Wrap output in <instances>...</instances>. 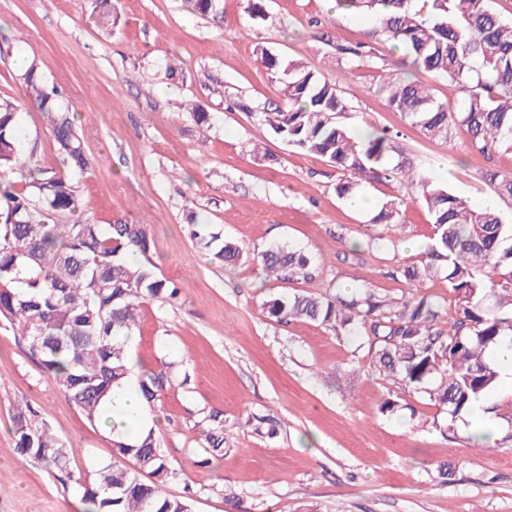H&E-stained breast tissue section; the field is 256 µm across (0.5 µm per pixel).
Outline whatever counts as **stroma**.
<instances>
[{"label":"stroma","instance_id":"obj_1","mask_svg":"<svg viewBox=\"0 0 512 512\" xmlns=\"http://www.w3.org/2000/svg\"><path fill=\"white\" fill-rule=\"evenodd\" d=\"M219 0L212 18L184 0H113L114 27H99L91 0H0V99L19 104L17 128L38 165L64 171L47 121L25 102L15 54L76 113L87 168L75 178L85 207L57 222L147 225L158 274L176 280V302L143 307L130 348L137 365L186 360L184 376L148 410L158 447L176 476L167 491L193 512H512V387L484 398L496 426L493 448L475 444L469 418L449 424L426 395L372 371L358 337L329 326L276 322L265 301L295 290L319 295L335 284L390 299L410 284L397 263L423 259L431 226L406 184L365 183V208L336 194L339 172L271 133L265 116L283 106L281 84L258 61L261 49L300 60L339 85L347 123L395 133L391 162L410 163L471 206L512 224V198L497 195L486 169L512 173V153L484 156L459 128L432 140L390 110L372 69L344 77L338 46L385 54L372 18L332 0ZM207 113L198 122L196 112ZM401 205L397 243L371 217L379 200ZM211 225L248 253L276 244L307 254L308 282L268 277L254 262L215 263L190 237ZM372 248H364V241ZM399 412L382 414L385 399ZM68 444L71 481L16 448L17 409ZM224 419V455L203 445L202 420ZM276 434H268V424ZM108 432L89 424L55 378L30 357L25 338L0 319V512H83L80 485L108 460ZM451 469L441 479L440 469Z\"/></svg>","mask_w":512,"mask_h":512}]
</instances>
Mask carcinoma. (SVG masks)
I'll use <instances>...</instances> for the list:
<instances>
[{
  "label": "carcinoma",
  "instance_id": "1",
  "mask_svg": "<svg viewBox=\"0 0 512 512\" xmlns=\"http://www.w3.org/2000/svg\"><path fill=\"white\" fill-rule=\"evenodd\" d=\"M336 2L343 12L370 15L389 49L464 93L459 109L450 111L429 84L386 71L384 58L358 45L337 47L348 67L378 70L376 89L387 107L429 138L448 140L462 127L471 148L480 153L512 151V20L498 15L489 0ZM261 62L281 77L286 101L266 116L267 125L289 144L334 164L342 172L336 183L339 197L359 194L367 180L405 181L416 189L433 235L426 259L399 265L395 273L416 289L441 277L455 297L450 318L419 292L391 300L366 290L349 297L294 292L271 298L263 308L278 322L310 320L353 335L366 333L370 369L398 376L456 421L497 385L499 373L488 352L503 338L512 339V224L493 209L473 208L403 161L389 164L390 136L371 133L357 139L342 121L348 103L337 85L303 62L268 50L261 51ZM24 80L27 101L46 116L69 173L34 167L26 187H16L13 174L28 166L29 157L21 155L18 145L19 106L1 103L0 315L18 326L30 356L55 377L85 418L104 425L105 406L115 389L132 387L143 406L150 407L171 384L168 373L151 368L132 377L129 345L142 308L158 298H176L179 288L159 277L150 262L128 260L134 253L146 258L154 248L146 225L49 222L53 213L78 208L73 176L84 171L87 158L75 114L58 108L55 90L45 86L36 65ZM484 178L495 193L512 197V174L488 170ZM371 223L396 232L402 226L397 202H381ZM194 238L225 264L248 258L282 281L313 277L310 260L291 246L250 256L204 224L196 225ZM205 421L206 447L220 457L222 414L210 413ZM13 431L22 455L61 481L71 479L65 441L32 426L22 410L14 415ZM111 445V460L84 487V512H191L189 498L166 492L173 471L152 429H141L132 440L115 436ZM129 458L138 472L125 467Z\"/></svg>",
  "mask_w": 512,
  "mask_h": 512
}]
</instances>
